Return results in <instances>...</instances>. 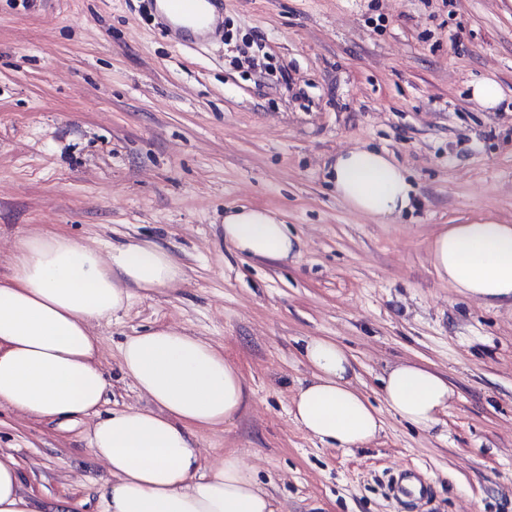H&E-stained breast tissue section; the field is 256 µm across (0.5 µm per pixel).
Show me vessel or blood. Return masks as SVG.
Returning a JSON list of instances; mask_svg holds the SVG:
<instances>
[{
	"mask_svg": "<svg viewBox=\"0 0 512 512\" xmlns=\"http://www.w3.org/2000/svg\"><path fill=\"white\" fill-rule=\"evenodd\" d=\"M161 14L168 23L172 39L193 42L197 37H211L224 23V0H161ZM396 499L428 500L431 490L412 472L400 471L391 484Z\"/></svg>",
	"mask_w": 512,
	"mask_h": 512,
	"instance_id": "obj_1",
	"label": "vessel or blood"
}]
</instances>
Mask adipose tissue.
I'll list each match as a JSON object with an SVG mask.
<instances>
[{
	"instance_id": "1",
	"label": "adipose tissue",
	"mask_w": 512,
	"mask_h": 512,
	"mask_svg": "<svg viewBox=\"0 0 512 512\" xmlns=\"http://www.w3.org/2000/svg\"><path fill=\"white\" fill-rule=\"evenodd\" d=\"M332 178L337 196L364 215L386 219L412 202L405 170L365 146L337 154ZM224 240L250 257L299 255L285 224L254 207L225 215ZM431 258L438 276L467 295L512 304V224L451 225L432 241ZM180 277L169 252L150 241L115 245L105 256L58 232L22 241L0 277V405L63 429L93 418L84 439L108 471L102 512H275L235 453L206 466L194 446L196 431L222 426L249 403L241 371L220 347L166 324L127 337L121 370L150 405L99 410L107 381L95 323L126 311L130 287L151 293ZM304 357L312 373L294 400V422L343 450L375 439L384 423L355 387L345 349L315 337ZM382 390L389 411L426 430L438 424L453 396L441 374L416 362L390 367ZM0 512H37L18 458L1 450Z\"/></svg>"
}]
</instances>
